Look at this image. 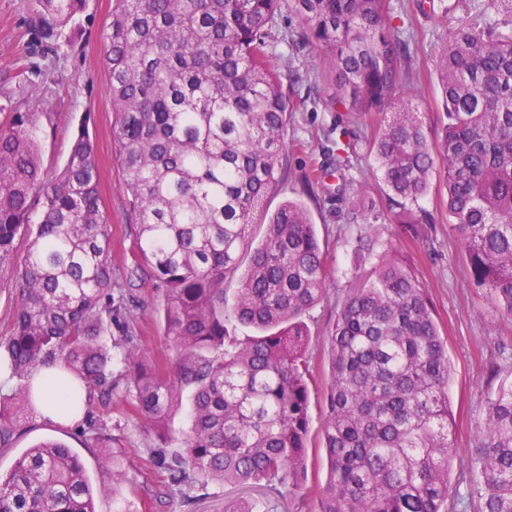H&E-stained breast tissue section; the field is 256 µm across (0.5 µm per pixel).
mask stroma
I'll list each match as a JSON object with an SVG mask.
<instances>
[{"label": "stroma", "mask_w": 512, "mask_h": 512, "mask_svg": "<svg viewBox=\"0 0 512 512\" xmlns=\"http://www.w3.org/2000/svg\"><path fill=\"white\" fill-rule=\"evenodd\" d=\"M485 0H434L430 10H420L417 0H390L393 23L410 40L411 82L418 97L416 111L427 131H434L443 112L436 55L449 33L477 19ZM34 0H0V110L34 112L41 128L42 169L56 175L67 158L79 118H86L95 140L100 171V192L111 226L112 273L125 278L134 265V219L125 189V175L112 140V106L108 97V73L102 64V30L110 16L112 0H92L91 18L74 47H61L57 63L40 61V73L22 82L15 73L30 40ZM301 30L291 0H282L277 31L295 36L294 44L279 46L276 63L286 64L284 90L290 100L285 131L286 150L280 158L283 178L269 196L268 211L283 202L299 201L307 207L326 259L327 296L310 310L305 321L310 330L307 483L324 484L327 465L321 448L326 418V387L329 381L328 333L359 265L356 238L370 235L378 244L394 247L416 268L433 301L436 319L448 338V353L455 370L450 390L453 433L457 450L450 473L453 499L467 498L474 482L469 450L478 436L489 398L503 380L512 378V321L493 317L484 288L474 284L465 251L448 222L443 206V176L434 174L423 203L432 215L428 224L402 232L399 225L384 223L386 206L370 142L381 117L357 114L336 100L331 77L317 65L318 50L299 39ZM342 151L354 178L350 191L360 205L361 223L338 221L340 207L335 190L306 192L301 176L321 164L326 155ZM126 315L141 338L143 351L154 357L167 377H174L178 354L168 341L163 321V293L146 275L132 279L125 288ZM112 426L127 447V480L116 498L97 502L98 512H224L234 488L209 482L197 498L186 501L172 492L167 473L149 461L146 445L153 437L130 400L117 398ZM53 437L79 453L92 483L109 481L98 465L97 450L84 448L76 427L50 428L34 423L12 448L0 451V474L35 442Z\"/></svg>", "instance_id": "stroma-1"}]
</instances>
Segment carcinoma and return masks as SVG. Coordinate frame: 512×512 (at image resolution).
I'll list each match as a JSON object with an SVG mask.
<instances>
[{
	"label": "carcinoma",
	"mask_w": 512,
	"mask_h": 512,
	"mask_svg": "<svg viewBox=\"0 0 512 512\" xmlns=\"http://www.w3.org/2000/svg\"><path fill=\"white\" fill-rule=\"evenodd\" d=\"M281 0H112L103 33L113 138L136 223L132 272L164 294L165 333L179 354L171 380L143 363L134 329L120 341L125 370L103 336L121 316L113 289L109 221L86 121L60 172L44 176L33 112L0 121V289L17 302L0 337V450L39 413L34 372L59 366L62 412L84 409L83 445L111 483L92 487L80 456L46 439L0 476V512H96L95 497L125 481L124 444L107 415L119 385L158 442L150 461L184 498L217 480L290 502L313 492L320 512H448L455 456L447 338L415 270L390 248L357 241L363 271L328 336L330 378L322 448L324 485L305 487L310 331L303 317L326 298L327 270L304 205L266 202L280 180L290 104L272 44ZM89 0H36L46 57L83 34ZM303 35L335 75L336 99L382 115L372 142L390 223L427 224L420 204L441 170L446 206L474 282L498 317L512 320V0H487L493 17L456 28L436 67L443 120L431 139L413 109L409 43L392 27L390 0H293ZM302 175L307 191L344 169ZM42 217L31 223V214ZM29 240L22 271L15 243ZM237 280L226 307L224 285ZM235 320L258 334L233 336ZM85 390L81 401L74 386ZM191 390L178 447L167 429ZM471 461L479 512H512V380L488 401ZM224 512H259L239 497Z\"/></svg>",
	"instance_id": "carcinoma-1"
}]
</instances>
